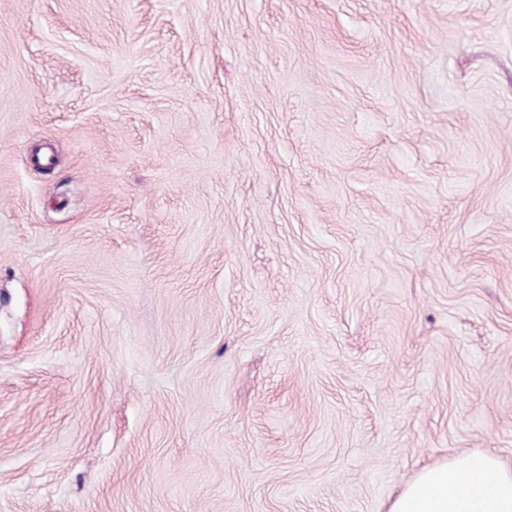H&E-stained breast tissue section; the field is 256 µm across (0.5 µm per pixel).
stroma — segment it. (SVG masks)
Wrapping results in <instances>:
<instances>
[{
  "label": "stroma",
  "instance_id": "35a3bbf8",
  "mask_svg": "<svg viewBox=\"0 0 512 512\" xmlns=\"http://www.w3.org/2000/svg\"><path fill=\"white\" fill-rule=\"evenodd\" d=\"M512 466V0H0V512H384ZM385 512H512V467L487 452L455 454L422 468Z\"/></svg>",
  "mask_w": 512,
  "mask_h": 512
}]
</instances>
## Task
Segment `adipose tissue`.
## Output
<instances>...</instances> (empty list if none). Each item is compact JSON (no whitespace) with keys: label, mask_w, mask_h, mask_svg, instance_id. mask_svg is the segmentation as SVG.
I'll list each match as a JSON object with an SVG mask.
<instances>
[{"label":"adipose tissue","mask_w":512,"mask_h":512,"mask_svg":"<svg viewBox=\"0 0 512 512\" xmlns=\"http://www.w3.org/2000/svg\"><path fill=\"white\" fill-rule=\"evenodd\" d=\"M385 512H512V467L487 452H467L425 466Z\"/></svg>","instance_id":"1"}]
</instances>
